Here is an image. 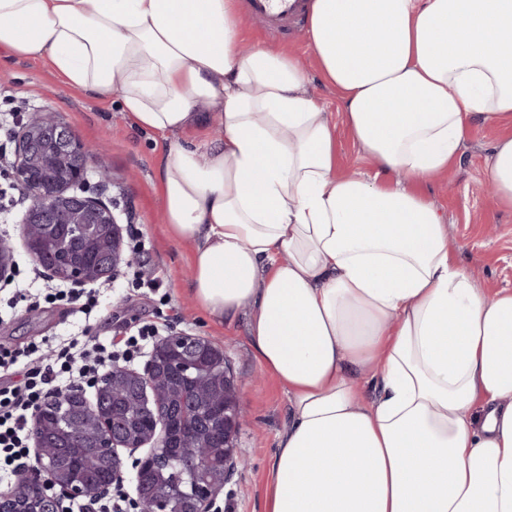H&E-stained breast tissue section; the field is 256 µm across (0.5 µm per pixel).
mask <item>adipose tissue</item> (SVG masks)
Here are the masks:
<instances>
[{
  "label": "adipose tissue",
  "instance_id": "1",
  "mask_svg": "<svg viewBox=\"0 0 512 512\" xmlns=\"http://www.w3.org/2000/svg\"><path fill=\"white\" fill-rule=\"evenodd\" d=\"M308 18L373 175L337 172L292 53L241 52L236 0H0V48L172 135L160 197L194 302L250 308L288 400L263 512H512V291L475 286L416 190L472 120L512 122V0H310ZM213 118L221 136L178 142ZM486 177L512 208V136Z\"/></svg>",
  "mask_w": 512,
  "mask_h": 512
}]
</instances>
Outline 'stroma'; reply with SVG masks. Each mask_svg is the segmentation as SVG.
Returning <instances> with one entry per match:
<instances>
[{"label": "stroma", "instance_id": "35a3bbf8", "mask_svg": "<svg viewBox=\"0 0 512 512\" xmlns=\"http://www.w3.org/2000/svg\"><path fill=\"white\" fill-rule=\"evenodd\" d=\"M244 47L258 44L283 47L306 68L314 53L304 24L272 31L258 19L245 18ZM310 92L336 125L337 166L340 173H371L372 168L349 134L336 94L319 78ZM0 108L27 114L39 110L52 115L86 143L102 148L110 166L107 198L123 225H136L145 248L134 269L146 280L162 285L161 293L128 288L118 278L102 294V311L93 329L106 340L126 326L168 316L167 327L210 338L223 346L235 377L245 418L237 433L236 451L242 462L232 471L217 500L221 512H262L266 474L288 424L287 397L278 382L262 370L253 354L249 312L217 323L192 307L188 249L172 239L164 224L157 189L159 157L169 140L160 133L137 129L118 102L103 101L68 85L39 61L0 50ZM506 124L474 123L460 157L436 180L419 184V193L438 207L462 264L478 287L512 290V209L501 207L485 182L484 167L498 137L511 132ZM81 314L57 302H19L0 305V345L19 348L32 342H57L80 331Z\"/></svg>", "mask_w": 512, "mask_h": 512}]
</instances>
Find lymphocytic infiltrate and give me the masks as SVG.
Returning <instances> with one entry per match:
<instances>
[{
    "instance_id": "f902f5d3",
    "label": "lymphocytic infiltrate",
    "mask_w": 512,
    "mask_h": 512,
    "mask_svg": "<svg viewBox=\"0 0 512 512\" xmlns=\"http://www.w3.org/2000/svg\"><path fill=\"white\" fill-rule=\"evenodd\" d=\"M15 296L23 301L66 302L88 318L100 306V291L96 288L76 293L47 284L35 289L30 281L22 280ZM158 332V325L152 323L112 337L107 343L85 329L50 351L41 344L23 349L0 346V371L17 366L22 369L19 379L0 382V478L18 479L28 473L33 420L44 401L73 389L94 387L114 364H129L140 358Z\"/></svg>"
}]
</instances>
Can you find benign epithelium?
<instances>
[{
    "mask_svg": "<svg viewBox=\"0 0 512 512\" xmlns=\"http://www.w3.org/2000/svg\"><path fill=\"white\" fill-rule=\"evenodd\" d=\"M17 148L9 161L13 185L27 197L29 204L22 217L23 228L30 225L54 227L56 224H79L88 228L87 243L96 247L98 229L104 227L109 236L108 247L100 249L91 263L72 259L70 247L62 244L57 259L47 273L62 282L82 287L117 274L121 266H129L134 258L125 252L123 229L112 206L101 193L89 194L87 175L94 172L100 187L109 183V166L104 155L73 134L64 123L43 112H32L16 123ZM14 245L10 238L0 236V282L10 280ZM209 355L225 362L224 350L209 338L183 331H172L153 347L143 371L122 366L127 388L144 395L145 416L160 421V383L197 368L199 359ZM71 407L82 405L88 417L96 420L100 433L92 439V447L105 459L112 472V483L129 479L134 485L136 502L141 512H170L168 499L146 492L142 475L149 472L164 479L170 460L155 452L166 437L162 430L148 435H134L125 427L117 412L109 413L99 403H90L82 390L60 396ZM183 409L181 427L186 435L196 430L197 410L193 400L179 396ZM244 413L237 385L229 368H224V412L219 416L217 447L224 456V474L237 463L236 436ZM34 470L7 492L0 493V512H28L27 505L40 503L39 512H59V498L48 491L59 488L72 499L102 493L108 486L90 485L70 473L54 468L49 460L39 422L33 423ZM151 446L152 450L134 460L135 473L127 475L122 451L133 454ZM178 480L175 488L188 500L186 512H215L214 507L224 490L226 478L215 479L196 448H183L175 458Z\"/></svg>",
    "mask_w": 512,
    "mask_h": 512,
    "instance_id": "benign-epithelium-1",
    "label": "benign epithelium"
}]
</instances>
